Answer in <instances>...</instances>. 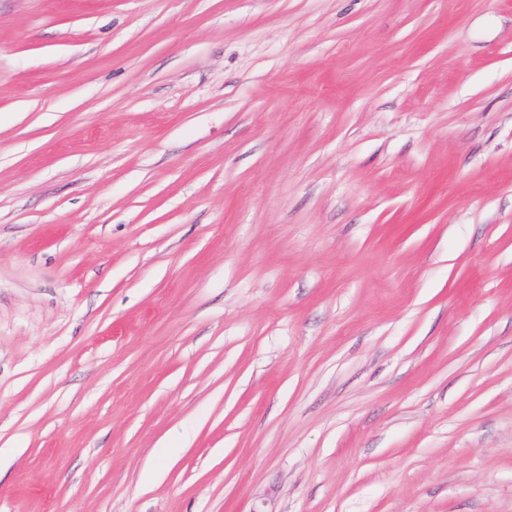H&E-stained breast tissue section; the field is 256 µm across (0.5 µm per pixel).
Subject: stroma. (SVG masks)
Listing matches in <instances>:
<instances>
[{
	"label": "stroma",
	"mask_w": 512,
	"mask_h": 512,
	"mask_svg": "<svg viewBox=\"0 0 512 512\" xmlns=\"http://www.w3.org/2000/svg\"><path fill=\"white\" fill-rule=\"evenodd\" d=\"M0 512H512V0H0Z\"/></svg>",
	"instance_id": "1"
}]
</instances>
